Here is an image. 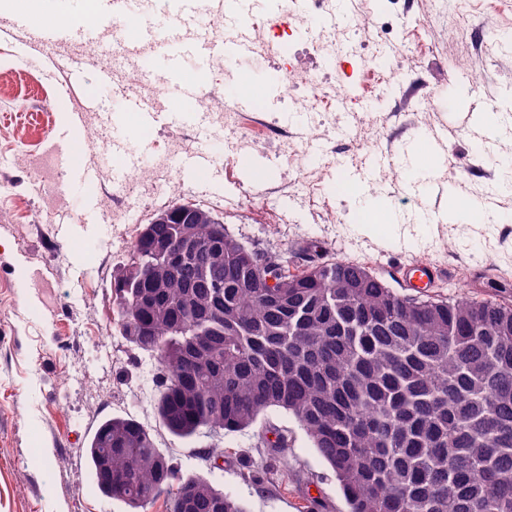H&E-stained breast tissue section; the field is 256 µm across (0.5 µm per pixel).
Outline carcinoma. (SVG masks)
Masks as SVG:
<instances>
[{"label":"carcinoma","mask_w":512,"mask_h":512,"mask_svg":"<svg viewBox=\"0 0 512 512\" xmlns=\"http://www.w3.org/2000/svg\"><path fill=\"white\" fill-rule=\"evenodd\" d=\"M206 214L191 225L196 252L173 269L161 251L183 225H143L139 267L118 289L122 335L157 362L155 410L169 434L221 437L280 410L331 467L346 512H512V305L421 300L338 259L293 275L285 253L215 250ZM211 279L224 287H204ZM87 460L130 512L175 483L173 512H246L206 480L181 478L132 417L102 421Z\"/></svg>","instance_id":"cac0c4a2"}]
</instances>
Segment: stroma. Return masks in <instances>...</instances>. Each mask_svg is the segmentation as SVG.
Masks as SVG:
<instances>
[{"instance_id":"stroma-1","label":"stroma","mask_w":512,"mask_h":512,"mask_svg":"<svg viewBox=\"0 0 512 512\" xmlns=\"http://www.w3.org/2000/svg\"><path fill=\"white\" fill-rule=\"evenodd\" d=\"M122 2L102 0L99 40H60L48 51L0 9V512H128L101 492L86 461L93 432L116 415L150 429L183 477L204 478L247 512H306L313 502L344 512L332 470L285 412L225 435L223 454L209 459L211 438L171 436L155 412L156 361L122 336L115 285L143 225L191 202L245 245L288 253L295 273L320 245L324 257L365 265L399 291L400 264L418 258L446 272L425 296L455 297L462 278L467 296L512 304V193L495 196L496 223L458 211L506 176L491 157L512 134L487 117L512 102V0H325L318 24L272 0L249 28L253 55L272 80L334 62L328 80L297 89L314 112L296 118L277 96L225 123L224 91L248 73L216 50L204 66L185 62L201 69L207 106L161 112L147 126L135 107L150 100L149 85L135 83L133 67L162 60L166 46L136 41L121 25ZM360 25L379 34L365 48L354 38ZM299 30L308 39H296ZM107 46L122 64L104 90L98 50ZM373 57L397 63L398 81L372 78ZM123 104L128 134L156 166L135 186L115 178L121 161L105 134L108 111ZM443 128L438 157L408 174L416 145ZM62 138L75 163L98 168V223H84L51 150ZM208 142L221 158L198 179L182 178L181 158ZM313 143L316 163L300 173L286 151ZM377 152L383 165L371 163ZM375 199L396 220L367 232L357 213ZM423 212L434 223L418 225ZM269 426L287 430V447L267 446Z\"/></svg>"}]
</instances>
